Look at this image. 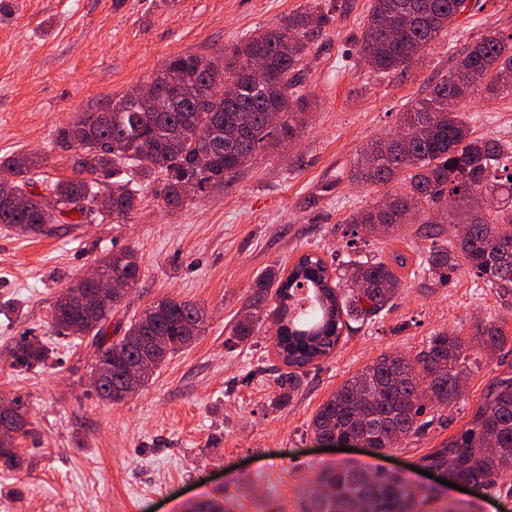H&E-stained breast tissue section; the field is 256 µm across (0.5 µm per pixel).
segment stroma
I'll list each match as a JSON object with an SVG mask.
<instances>
[{"instance_id": "stroma-1", "label": "stroma", "mask_w": 512, "mask_h": 512, "mask_svg": "<svg viewBox=\"0 0 512 512\" xmlns=\"http://www.w3.org/2000/svg\"><path fill=\"white\" fill-rule=\"evenodd\" d=\"M9 2L11 12L0 14V160L38 154L39 174L50 181L76 175L74 151L55 142L58 130L150 80L170 57L223 55L308 5H322L333 20L304 60L297 138L255 154L224 187L169 208L141 185L124 224L90 217L44 235L0 224V398H23L29 430L17 443L20 467L0 468V512H183L207 497L227 500L231 512H311L321 466L364 461L410 475L411 490L427 499L421 512H512V468L489 494L459 491L414 467L470 421L495 379L512 374V312L466 267L444 284L404 276L392 308L305 367L281 406L273 399L286 367L272 322L231 341L270 267L290 269L311 252L328 262L359 250L417 259L427 245L420 217L392 238L352 236L349 217L380 190L353 182L350 169L367 143L397 129L411 100L430 94L461 51L489 32L512 34V0H471L419 62L390 74L361 61L370 0ZM466 113L475 136L512 140L511 95L475 99ZM126 249L138 257L140 280L113 321L139 317L163 297L193 302L207 319L190 347L109 403L91 387L90 339L60 335L52 311L99 259ZM478 320L500 326L508 341L494 351L473 348L462 399L424 435L382 457L359 447L328 451L314 436L318 406L380 353L415 354L433 333ZM23 339L45 346L44 363L15 362Z\"/></svg>"}]
</instances>
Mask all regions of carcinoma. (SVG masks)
I'll use <instances>...</instances> for the list:
<instances>
[{
    "label": "carcinoma",
    "mask_w": 512,
    "mask_h": 512,
    "mask_svg": "<svg viewBox=\"0 0 512 512\" xmlns=\"http://www.w3.org/2000/svg\"><path fill=\"white\" fill-rule=\"evenodd\" d=\"M467 9V0H371L363 31L361 54L379 74L405 70ZM331 21L319 7L292 13L260 38L248 37L222 56L176 55L144 84L142 100L123 95L108 100L58 131L57 140L77 151L79 176L57 180L45 191L63 204L80 206L81 213L115 224L128 221L136 208L135 177L155 184V197L178 207L224 185L259 151L288 144L300 132L303 119L294 111L293 96L303 73L310 43ZM261 56L265 69L253 71L249 60ZM183 73V92L167 100V111L154 112L149 103L162 96L164 76ZM234 96H225V83ZM512 95V35L491 34L464 50L455 66L427 97L414 99L402 113L397 131L368 144L357 156L352 180L401 188L351 215L348 223L374 236H390L403 217L431 211L451 216L459 209L469 221L445 234L437 218H427L424 237L430 241L415 263L413 276L448 280V273L467 266L485 287L512 295V142L474 138L464 109L476 98ZM282 114L277 130L267 126V113ZM211 152V164L199 167L200 154ZM3 165L16 180L0 182V224L26 234H44L59 223L41 201L32 198L23 209L13 206L14 192L39 183L40 156L18 155ZM196 182V191L183 186ZM98 265L104 271L138 280L139 267L131 251L107 254ZM407 266L396 252L388 260L360 256L336 265L339 274L328 281L327 265L319 257L301 256L281 274L271 268L256 283L251 307L261 310L274 302L269 315L280 324L274 338L278 355L291 367L280 376L283 404L299 385L297 370L329 356L343 330L380 318L402 288L397 269ZM291 279L305 280L314 303L307 317L294 315L288 295ZM112 310L88 312L61 296L53 321L61 333L90 336L99 363H112V376L94 387L102 401L117 403L125 366L145 341L161 342L158 362L187 348L202 331L205 312L188 301L162 298L137 320L114 326L122 333L109 345L106 324ZM489 350L508 338L495 325L479 321L467 337L452 331L430 336L412 359L382 353L350 376L319 405L311 419L315 436L364 433L376 452L401 446L422 435L441 408L454 405L461 394L457 383L471 372L473 340ZM45 347L33 341L17 344L15 360L26 366L43 362ZM512 459V377L494 382L471 420L457 434L420 458L443 467L458 479L479 480L485 487L500 477L485 469L495 460ZM315 512H420L423 501L411 492L405 476L358 467L320 469Z\"/></svg>",
    "instance_id": "cac0c4a2"
}]
</instances>
